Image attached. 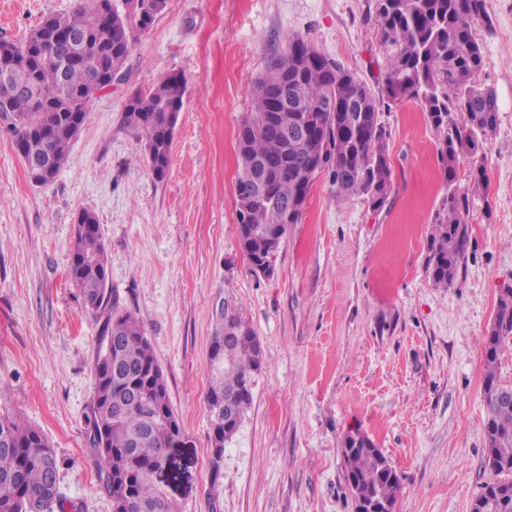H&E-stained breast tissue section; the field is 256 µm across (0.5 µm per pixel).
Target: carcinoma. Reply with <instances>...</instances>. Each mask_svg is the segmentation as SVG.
<instances>
[{
	"label": "carcinoma",
	"instance_id": "carcinoma-1",
	"mask_svg": "<svg viewBox=\"0 0 512 512\" xmlns=\"http://www.w3.org/2000/svg\"><path fill=\"white\" fill-rule=\"evenodd\" d=\"M115 5V19L96 21L93 9L79 6L47 17L40 44L32 36L3 42L11 56L30 55L28 68L0 77V117L8 122L16 152L48 156L54 173L66 164L74 141L65 133L74 113L62 109L68 100H82L88 112L91 86L100 72L122 69L139 35L151 28L167 0H128ZM378 37L385 50L381 87L374 90L303 36H295L269 65L253 88V112L237 132L238 181L262 171L266 195L247 211L237 212L242 252L256 274H265L263 257L271 236L284 238L288 225L301 221L316 174L330 170L339 195L365 198L374 213L389 204L391 165L386 132L379 121L382 107L413 101L439 133L438 154L448 194L435 213L428 240V270L438 287L456 278L469 243V216L475 196L487 183L478 165L483 143L496 133V95L476 82L484 52L473 31L491 25L486 0H374ZM88 36L77 60L56 36ZM187 79L171 73L138 90L123 113L125 127L143 145L157 180L167 175L176 123ZM299 92L303 101L283 92ZM56 134L44 139L39 131ZM467 154L477 166L470 171L473 193L455 187L456 163ZM72 258L69 278L82 297L85 311L104 317L102 339L94 364L95 387L90 448L98 461V478L112 501V512H178L156 485L153 470L165 449L172 447L171 428H180L170 405L167 384L141 323L112 302L109 257L96 214ZM211 346L220 354L211 366L207 392L211 442L217 450L239 428L253 394L243 393L261 363V343L234 309L224 306ZM512 349V285L499 291L492 325L483 342L485 426L494 430L487 452L495 457L477 499L502 503L497 512H512V406L498 401L501 353ZM233 416L224 429V414ZM346 477L363 483L379 500L395 501L399 480L387 458L351 443L342 448ZM59 464L38 430L11 418H0V512H66L59 493Z\"/></svg>",
	"mask_w": 512,
	"mask_h": 512
}]
</instances>
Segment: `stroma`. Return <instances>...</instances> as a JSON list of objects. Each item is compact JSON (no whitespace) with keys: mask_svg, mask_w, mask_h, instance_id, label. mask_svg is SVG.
<instances>
[{"mask_svg":"<svg viewBox=\"0 0 512 512\" xmlns=\"http://www.w3.org/2000/svg\"><path fill=\"white\" fill-rule=\"evenodd\" d=\"M89 0H0V41ZM478 80L499 105L452 285L427 269L448 188L439 135L413 102L381 112L390 205L372 213L315 177L272 276L240 249L236 136L256 78L294 35L376 85L384 65L372 0H168L102 91L53 182L34 185L0 122V417L40 430L60 492L112 512L88 443L102 322L68 278L71 219L99 218L119 309L143 325L182 428L160 487L178 512H354L341 453L359 431L399 477L397 512H470L485 466L483 341L512 284V0H487ZM187 78L168 174L156 180L122 116L162 76ZM231 304L263 362L238 432L214 457L207 392L216 310Z\"/></svg>","mask_w":512,"mask_h":512,"instance_id":"1","label":"stroma"}]
</instances>
